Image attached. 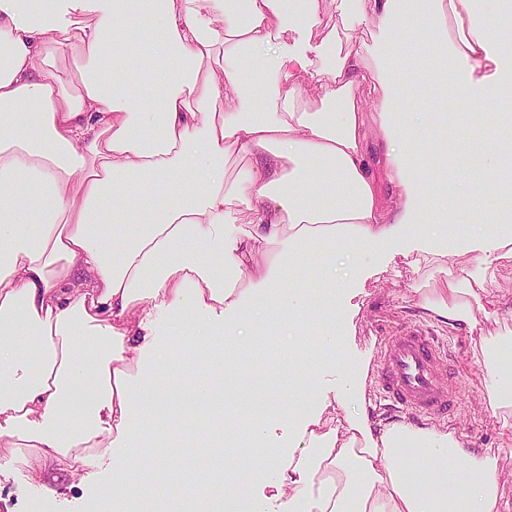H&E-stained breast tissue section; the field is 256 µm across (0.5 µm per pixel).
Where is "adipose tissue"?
<instances>
[{
  "mask_svg": "<svg viewBox=\"0 0 512 512\" xmlns=\"http://www.w3.org/2000/svg\"><path fill=\"white\" fill-rule=\"evenodd\" d=\"M396 2L336 0L318 38L322 0H0V446L31 449L33 480L62 464L81 472L92 448L147 447L154 410L186 392L201 404L217 391L248 399L263 440L275 422L252 366L229 375L202 357L184 385L146 372L155 326L195 315L202 353L218 339L245 351L254 327L284 318L325 323L334 342L346 281L328 274L315 309L282 286L332 251L447 240L478 270L422 307L470 331L477 313L499 315L485 273L512 257V181L482 178L490 223L454 229L443 186L403 161L400 131L420 129L422 113L400 120L392 108L403 45L430 31L422 64L445 58L462 73L441 100L512 88V57L489 49L512 0H424L411 18ZM369 19L386 36L377 50L359 35ZM68 59L76 77L65 83L56 70ZM369 80L381 83L389 180L404 189L387 202L367 158ZM237 152L253 161L231 177ZM479 352L487 406L512 430V336L481 337ZM367 373L347 360L287 456L244 451L220 477L163 484L161 512H265L256 480L288 512H502L495 454L442 426L375 430L349 416Z\"/></svg>",
  "mask_w": 512,
  "mask_h": 512,
  "instance_id": "1",
  "label": "adipose tissue"
}]
</instances>
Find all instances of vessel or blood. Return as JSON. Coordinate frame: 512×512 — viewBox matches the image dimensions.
<instances>
[{
  "label": "vessel or blood",
  "instance_id": "vessel-or-blood-1",
  "mask_svg": "<svg viewBox=\"0 0 512 512\" xmlns=\"http://www.w3.org/2000/svg\"><path fill=\"white\" fill-rule=\"evenodd\" d=\"M374 373L379 393L414 421L448 418L459 408L450 353L438 337L420 327L405 326L382 339Z\"/></svg>",
  "mask_w": 512,
  "mask_h": 512
}]
</instances>
